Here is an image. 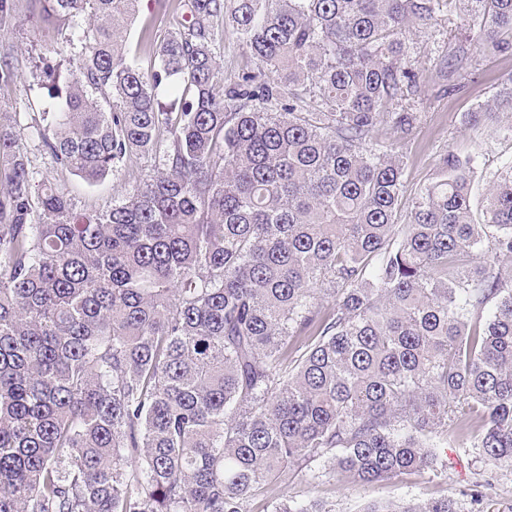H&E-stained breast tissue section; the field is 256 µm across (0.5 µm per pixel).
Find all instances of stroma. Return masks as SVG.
<instances>
[{
  "instance_id": "stroma-1",
  "label": "stroma",
  "mask_w": 512,
  "mask_h": 512,
  "mask_svg": "<svg viewBox=\"0 0 512 512\" xmlns=\"http://www.w3.org/2000/svg\"><path fill=\"white\" fill-rule=\"evenodd\" d=\"M17 13L5 29L0 30V53L8 54L18 71L29 72L32 56H39L42 75L37 83L17 84L10 95L0 99V110L33 113L42 111L48 90L54 83L50 73L67 47L60 35L46 30L39 17L29 13L27 0H17ZM470 20L459 12H440L427 27L413 36L414 69L419 88L404 100L409 111L419 113L420 120L406 135L387 134L393 153L405 156V187L402 213H409L419 189L434 174L446 151L473 153L478 169L473 184L474 199H481L491 173L512 159V141L491 131H473L464 123L466 112L492 103L503 83L512 80V57H493L481 53L470 39ZM465 47L469 63L453 73H446L444 62L449 52ZM41 177L66 187L78 210L86 213L101 210L112 198L129 191L135 178L148 172L151 161L133 160L131 178L107 180L88 185L80 178L57 169L49 157L33 158ZM447 469L422 470L402 479H391L363 486L344 476L327 475L319 486H311L302 475L293 474L287 483H273L268 498L288 495L295 499H317L333 512H361L370 501L405 499L454 500L459 512H512V473L489 462L481 449L454 442L441 449Z\"/></svg>"
}]
</instances>
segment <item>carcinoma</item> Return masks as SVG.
I'll return each instance as SVG.
<instances>
[{"label": "carcinoma", "instance_id": "carcinoma-1", "mask_svg": "<svg viewBox=\"0 0 512 512\" xmlns=\"http://www.w3.org/2000/svg\"><path fill=\"white\" fill-rule=\"evenodd\" d=\"M138 2L28 0L70 51L53 111L0 112V512H256L294 471L444 468L449 438L512 470V160L475 206L444 154L400 224L380 138L419 121L413 29L462 3L512 55V0H173L147 70ZM228 22L255 67L226 83ZM501 111L512 84L466 124L512 139ZM35 150L90 185L153 165L86 215ZM145 21H151L159 32H164L169 26L174 24L172 14H168L161 7L158 0H140L138 19L133 23L128 31V45L132 48L130 60L137 66L147 69L150 65V56L144 53H134V49L141 38L142 25Z\"/></svg>", "mask_w": 512, "mask_h": 512}]
</instances>
